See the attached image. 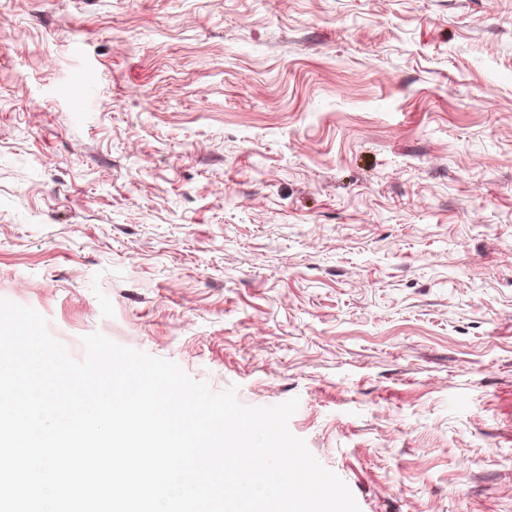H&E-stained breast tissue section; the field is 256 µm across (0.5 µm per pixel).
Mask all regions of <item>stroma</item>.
<instances>
[{
    "label": "stroma",
    "instance_id": "1",
    "mask_svg": "<svg viewBox=\"0 0 512 512\" xmlns=\"http://www.w3.org/2000/svg\"><path fill=\"white\" fill-rule=\"evenodd\" d=\"M0 297L512 512V0H0Z\"/></svg>",
    "mask_w": 512,
    "mask_h": 512
}]
</instances>
